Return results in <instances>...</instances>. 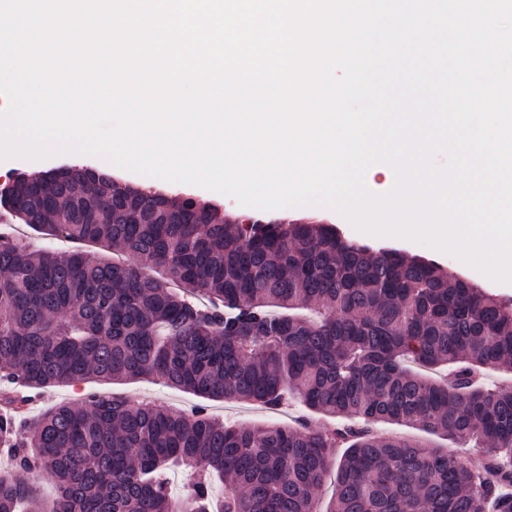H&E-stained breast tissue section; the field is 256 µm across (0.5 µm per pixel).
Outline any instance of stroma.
<instances>
[{
	"instance_id": "obj_1",
	"label": "stroma",
	"mask_w": 512,
	"mask_h": 512,
	"mask_svg": "<svg viewBox=\"0 0 512 512\" xmlns=\"http://www.w3.org/2000/svg\"><path fill=\"white\" fill-rule=\"evenodd\" d=\"M74 162H80L110 172L117 183L122 185L147 186L168 194H193L203 199L219 201L227 211L237 214L244 211L243 206H240L229 196L196 186L168 182L156 177L138 174L117 167L104 158L66 150L51 151L37 159L22 157L1 159L0 186L5 184L6 177L10 174H37L64 163L71 164ZM283 214L291 219L315 217L338 224L348 239L361 245L389 246L409 255L435 260L441 265L449 267L456 273L478 283L490 293L501 298L512 299V283L487 279L481 271L465 263L455 255L435 249L427 244L401 237L364 235L362 231L356 229L346 218L337 212L332 210L326 211L316 206L290 207L284 209ZM91 392L122 396L135 402H156L184 414L191 413L199 402L198 397L195 395L166 387L156 380H135L119 383L88 380L46 389L40 395L34 397L27 412L28 414L35 415L59 403H69L78 406L82 404L86 395ZM208 411L212 415L231 423H260L272 420L285 425L294 424L306 413L305 408L293 400L283 404L276 411L247 402L212 401L208 404Z\"/></svg>"
}]
</instances>
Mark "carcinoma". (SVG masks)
<instances>
[{
    "label": "carcinoma",
    "instance_id": "obj_1",
    "mask_svg": "<svg viewBox=\"0 0 512 512\" xmlns=\"http://www.w3.org/2000/svg\"><path fill=\"white\" fill-rule=\"evenodd\" d=\"M12 218L50 238L128 257L0 240V382L34 390L158 377L205 400L332 424L229 426L90 393L26 420L0 400V512H512V300L333 224L232 217L193 197L122 186L99 171L21 174ZM391 423L483 453L480 466ZM202 466L183 499L166 469ZM224 482L213 501L212 480ZM333 479L329 501L322 498Z\"/></svg>",
    "mask_w": 512,
    "mask_h": 512
}]
</instances>
